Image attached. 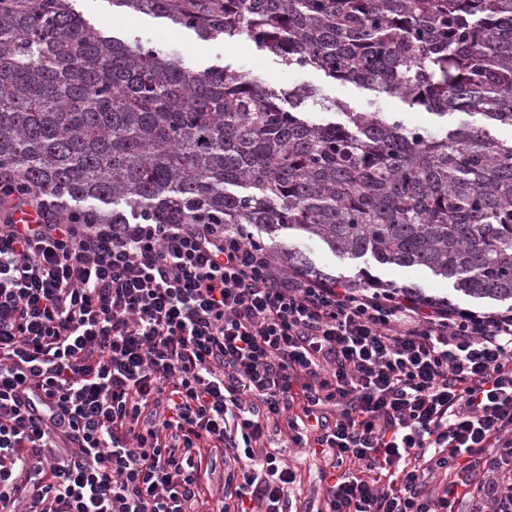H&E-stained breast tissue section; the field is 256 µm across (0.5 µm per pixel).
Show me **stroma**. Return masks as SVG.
I'll use <instances>...</instances> for the list:
<instances>
[{"instance_id": "35a3bbf8", "label": "stroma", "mask_w": 512, "mask_h": 512, "mask_svg": "<svg viewBox=\"0 0 512 512\" xmlns=\"http://www.w3.org/2000/svg\"><path fill=\"white\" fill-rule=\"evenodd\" d=\"M75 7L101 31L127 42L141 41L169 52L193 70H203L214 63L231 65L236 71L256 79L267 87L282 91L310 86L319 97L339 100L360 111L394 112L408 128H420L431 133L465 121L466 116L455 113L439 117L425 111L408 108L399 99L377 94L349 82L326 78L314 69H290L267 52L258 51L248 39L231 43L200 40L193 31L172 27L165 19L146 14H126L113 9L108 0H77ZM294 246L305 251L310 259L326 271L346 277H357L365 271L381 280L396 285L413 283L426 295L448 298L453 305L476 311H498L502 305L491 300H480L457 292L452 281L432 276L417 268L380 267L371 258H342L331 253L322 244L301 237ZM274 445L284 462L297 474V484L291 494L295 512H323L326 501V483L323 474L330 462L323 455L312 453L276 436Z\"/></svg>"}]
</instances>
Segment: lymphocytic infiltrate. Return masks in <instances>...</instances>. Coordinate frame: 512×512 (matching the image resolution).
Wrapping results in <instances>:
<instances>
[{
    "mask_svg": "<svg viewBox=\"0 0 512 512\" xmlns=\"http://www.w3.org/2000/svg\"><path fill=\"white\" fill-rule=\"evenodd\" d=\"M273 424L331 458L327 512H512V309L290 275L220 224H68L0 194V512H202L219 458L237 499L290 512Z\"/></svg>",
    "mask_w": 512,
    "mask_h": 512,
    "instance_id": "obj_1",
    "label": "lymphocytic infiltrate"
}]
</instances>
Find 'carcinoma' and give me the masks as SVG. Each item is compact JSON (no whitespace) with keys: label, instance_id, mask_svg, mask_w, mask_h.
Instances as JSON below:
<instances>
[{"label":"carcinoma","instance_id":"obj_1","mask_svg":"<svg viewBox=\"0 0 512 512\" xmlns=\"http://www.w3.org/2000/svg\"><path fill=\"white\" fill-rule=\"evenodd\" d=\"M203 41L247 37L408 107L481 116L437 135L228 65L106 36L74 0H0V185L38 191L69 224H222L292 273L346 280L275 241L421 267L512 302V0H111ZM340 111L316 120L308 104ZM421 303L439 299L394 287Z\"/></svg>","mask_w":512,"mask_h":512}]
</instances>
